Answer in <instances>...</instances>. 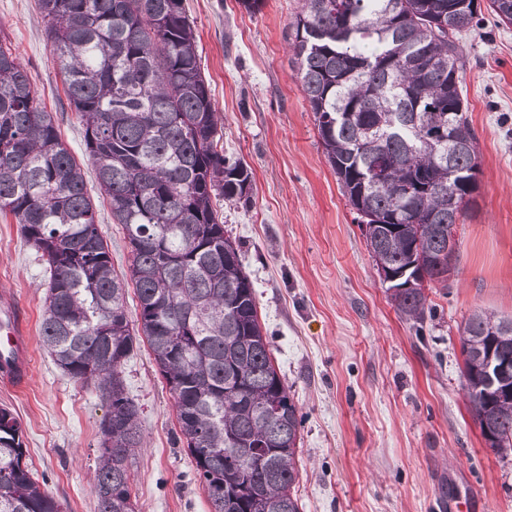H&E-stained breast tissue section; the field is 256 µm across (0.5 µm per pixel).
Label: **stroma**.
I'll use <instances>...</instances> for the list:
<instances>
[{"mask_svg":"<svg viewBox=\"0 0 512 512\" xmlns=\"http://www.w3.org/2000/svg\"><path fill=\"white\" fill-rule=\"evenodd\" d=\"M304 0H184L225 155L252 172L248 203H219L257 295L275 367L304 424L297 495L303 512H512V453L487 447L463 390L460 329L483 311L512 317V26L485 16L463 34L467 116L479 136L477 203L458 225L447 287L429 290L422 329L382 284L355 214L320 144L289 47ZM0 41L24 64L77 164L90 168L84 128L35 0H0ZM116 272L131 253L95 179ZM46 265L14 218L0 216V292L32 329L33 374L0 407L20 420L26 460L65 512H96L92 475L107 407L65 375L38 327ZM146 445L133 458L136 512H209L169 387L147 344L124 366Z\"/></svg>","mask_w":512,"mask_h":512,"instance_id":"stroma-1","label":"stroma"}]
</instances>
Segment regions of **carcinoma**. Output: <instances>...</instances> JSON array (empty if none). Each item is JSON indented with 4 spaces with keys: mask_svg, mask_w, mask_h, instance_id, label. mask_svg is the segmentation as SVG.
Listing matches in <instances>:
<instances>
[{
    "mask_svg": "<svg viewBox=\"0 0 512 512\" xmlns=\"http://www.w3.org/2000/svg\"><path fill=\"white\" fill-rule=\"evenodd\" d=\"M512 25V0H486ZM84 126L91 172L132 260L112 267L87 172L40 105L25 67L0 44V214L47 257L40 336L63 373L107 404L93 489L97 512H135L131 459L139 407L123 366L148 343L174 398L180 434L210 512H302L295 492L303 415L279 376L238 246L213 201H249L251 172L219 146V117L183 0H37ZM476 0H304L292 24L301 90L324 154L387 287L423 324L425 290L448 287V189L480 171L457 35ZM449 127L453 145L440 142ZM139 325L130 327L126 285ZM469 409L512 452V392L487 389L488 359H512V317L473 313L461 329ZM21 423L0 408V512H63L24 462Z\"/></svg>",
    "mask_w": 512,
    "mask_h": 512,
    "instance_id": "carcinoma-1",
    "label": "carcinoma"
}]
</instances>
